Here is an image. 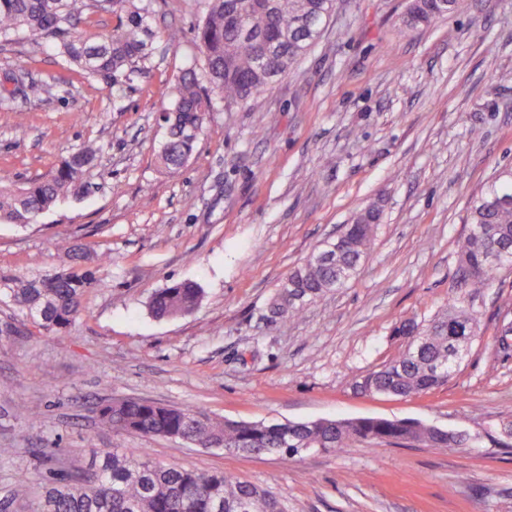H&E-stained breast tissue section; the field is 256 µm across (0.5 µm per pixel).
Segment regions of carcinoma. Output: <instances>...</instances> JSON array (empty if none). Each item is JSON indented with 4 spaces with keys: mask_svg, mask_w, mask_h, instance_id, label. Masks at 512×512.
Wrapping results in <instances>:
<instances>
[{
    "mask_svg": "<svg viewBox=\"0 0 512 512\" xmlns=\"http://www.w3.org/2000/svg\"><path fill=\"white\" fill-rule=\"evenodd\" d=\"M459 5L460 0H408L401 25L408 30L431 27ZM199 8L197 38L206 58L207 85H200L192 70L178 80L172 107L162 121L160 160L168 169H179L188 161L215 100L227 109L244 106L288 75L321 38L336 0H199ZM90 11L116 16L112 33L94 41L85 37L79 25ZM21 34L52 42L67 63L119 89L140 73L139 62L149 55L154 36L145 8L136 0H0V41ZM99 153L100 147L84 145L49 178L24 187L0 177V222L31 224L60 199L78 194L85 170ZM354 220L336 235L338 246L331 259L317 260L311 254L281 282L270 303L272 316H297L306 303L342 287L341 273H357L380 224L381 210L370 204ZM467 223L459 277L470 288H486L498 271L487 264L488 255L502 250L512 265V166L500 169L472 199ZM101 285L90 269H64L30 280L1 276L0 302H10L46 332L62 333L82 312L85 295ZM202 296L194 282H173L151 297L148 308L157 319L186 315ZM477 326L476 316L457 304L425 325L413 318L402 321L394 333L410 340L407 352L361 376L355 389L400 397L435 389L453 370L448 365V329ZM97 413L100 423L114 431L188 438L204 447L218 445L245 455L266 449L295 456L307 448L336 453L353 440L440 443L430 427L411 420L250 423L134 399L116 407L104 403ZM91 468L89 474L66 472L48 480L43 494L28 504L30 512H285L273 493L256 484L223 472L161 464L144 451L98 448ZM28 483L26 473L17 474L13 497L0 501V512H13L16 501L27 495Z\"/></svg>",
    "mask_w": 512,
    "mask_h": 512,
    "instance_id": "obj_1",
    "label": "carcinoma"
}]
</instances>
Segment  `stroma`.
<instances>
[{
    "label": "stroma",
    "mask_w": 512,
    "mask_h": 512,
    "mask_svg": "<svg viewBox=\"0 0 512 512\" xmlns=\"http://www.w3.org/2000/svg\"><path fill=\"white\" fill-rule=\"evenodd\" d=\"M143 2L154 50L119 92L44 41L0 46V79L20 67L45 86L0 112V176L41 179L84 143L102 148L87 193L36 223H0V276L66 268L67 248L83 244L104 280L63 334L0 303V498L17 471L34 496L91 449L143 448L268 489L287 512H512V452L497 443L512 421V348L499 344L512 270L480 290L456 275L471 198L512 165V0H462L414 33L400 26L406 0H338L287 76L245 108L216 103L174 172L158 158V115L186 70L206 77L200 10ZM374 202L382 222L358 273L298 316L267 321L288 273ZM182 280L200 285V305L152 317L150 297ZM458 300L478 334L447 384L406 398L356 392L404 351L397 323L428 322ZM124 398L267 424L416 419L469 441L245 456L112 432L96 407Z\"/></svg>",
    "instance_id": "1"
}]
</instances>
